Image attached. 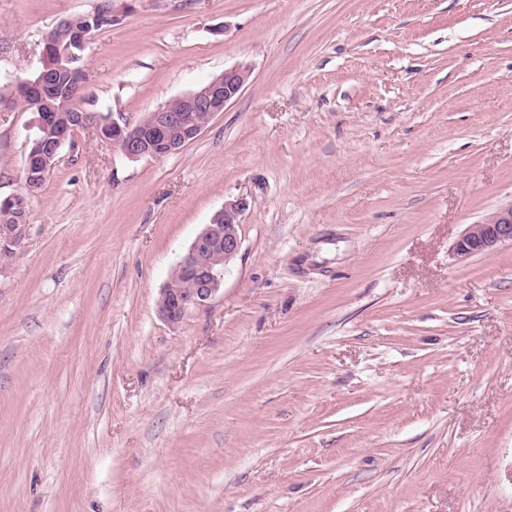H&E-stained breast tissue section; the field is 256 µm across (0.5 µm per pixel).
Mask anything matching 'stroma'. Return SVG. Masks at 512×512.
I'll return each mask as SVG.
<instances>
[{"instance_id": "stroma-1", "label": "stroma", "mask_w": 512, "mask_h": 512, "mask_svg": "<svg viewBox=\"0 0 512 512\" xmlns=\"http://www.w3.org/2000/svg\"><path fill=\"white\" fill-rule=\"evenodd\" d=\"M99 0H0V85ZM83 107L131 119L224 69L178 153L86 128L0 260V512H512V0H112ZM34 116L0 107V198ZM247 197L220 292L158 300ZM504 241H512V202L499 207L481 221L467 225L454 251L457 256L467 258L487 254Z\"/></svg>"}]
</instances>
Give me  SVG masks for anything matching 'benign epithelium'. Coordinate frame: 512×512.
I'll return each instance as SVG.
<instances>
[{
    "label": "benign epithelium",
    "instance_id": "1",
    "mask_svg": "<svg viewBox=\"0 0 512 512\" xmlns=\"http://www.w3.org/2000/svg\"><path fill=\"white\" fill-rule=\"evenodd\" d=\"M93 34L75 28L63 34L54 28L53 35L44 39L40 62L48 66L51 54L62 49L63 40L69 38L86 46ZM247 66H235L224 70L207 84L182 96L186 112H204L206 119L224 111L225 107L241 93L249 80ZM60 123L61 133L55 140L33 139L31 154L25 157L23 171L24 192L0 201V249H10L21 243L25 222L27 197L37 188L55 167L61 149L74 141L75 134L90 124L82 106L70 117L53 116ZM206 123L190 121L174 114L163 106L137 121L120 112L112 114V145L123 157L131 161L145 158H162L179 152L185 145L196 140ZM250 207L245 197L224 202L210 224L195 238L178 263L169 282L162 289L158 308L163 319L170 325L183 321L187 313L208 304L221 290L226 265L240 249L239 227ZM512 241V202L484 219L467 225L456 242L457 256L467 258L493 251L498 244Z\"/></svg>",
    "mask_w": 512,
    "mask_h": 512
}]
</instances>
